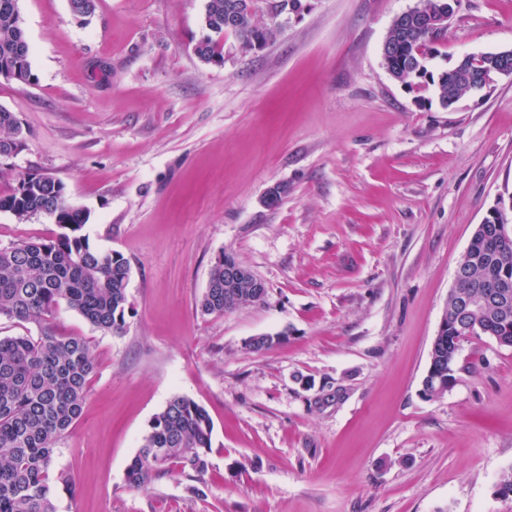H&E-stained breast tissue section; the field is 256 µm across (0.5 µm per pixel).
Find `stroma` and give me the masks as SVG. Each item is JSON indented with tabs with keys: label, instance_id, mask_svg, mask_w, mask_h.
I'll use <instances>...</instances> for the list:
<instances>
[{
	"label": "stroma",
	"instance_id": "35a3bbf8",
	"mask_svg": "<svg viewBox=\"0 0 512 512\" xmlns=\"http://www.w3.org/2000/svg\"><path fill=\"white\" fill-rule=\"evenodd\" d=\"M206 0H22L34 77L0 82L26 146L0 175H50L87 210L91 247L130 264L121 335L59 307L96 358L56 445L55 512H512V347L463 340L454 386L422 381L457 262L512 195V80L443 108L394 80L382 49L421 0H301L275 37L224 62L195 53ZM512 48V0H458L431 71ZM288 191L265 203L276 186ZM57 231L0 212V246ZM267 286L217 315L196 302L220 253ZM283 334L265 353L248 341ZM176 395L213 425L199 481L126 471Z\"/></svg>",
	"mask_w": 512,
	"mask_h": 512
}]
</instances>
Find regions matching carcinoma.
I'll use <instances>...</instances> for the list:
<instances>
[{
	"label": "carcinoma",
	"mask_w": 512,
	"mask_h": 512,
	"mask_svg": "<svg viewBox=\"0 0 512 512\" xmlns=\"http://www.w3.org/2000/svg\"><path fill=\"white\" fill-rule=\"evenodd\" d=\"M0 0V63L23 67L26 80L33 78L30 47L24 28ZM447 0H423L398 23L390 26L383 51L387 65L406 86L433 88L442 107L461 100L479 82L476 73L502 62L501 52L481 54L474 63H453L441 73L428 70L432 45L443 35L431 25L432 16L447 10ZM206 34L195 52L207 63H224V34L239 40L267 44L274 30L255 20L254 0H207L202 15ZM24 146L20 123L14 113L0 107V152ZM28 182L36 191L24 197ZM65 185L47 175L25 176L11 191L0 194V211L18 220L30 211L58 209L59 232L48 239L20 240L0 247V318L17 323L35 322L32 336H0V512H54L50 466L55 445L81 418L89 383L97 368L90 346L81 336H60L51 325L58 307L66 305L105 334H121L132 314L127 286L129 262L121 254L90 246L82 234L89 214L61 198ZM495 226L468 242L471 265L466 276L448 295L446 326L432 342L433 352L423 379V394L439 397L452 387L458 371L461 341L486 336L512 346V296L507 309L491 306L477 321L458 317L461 295L490 272L486 253ZM235 257L220 254L198 302L203 315L222 314L263 301L249 295L224 307V262ZM212 420L207 411L185 396L171 398L149 423L138 453L127 468L129 487L139 489L168 472L177 463L190 478L204 475L211 448Z\"/></svg>",
	"instance_id": "cac0c4a2"
}]
</instances>
